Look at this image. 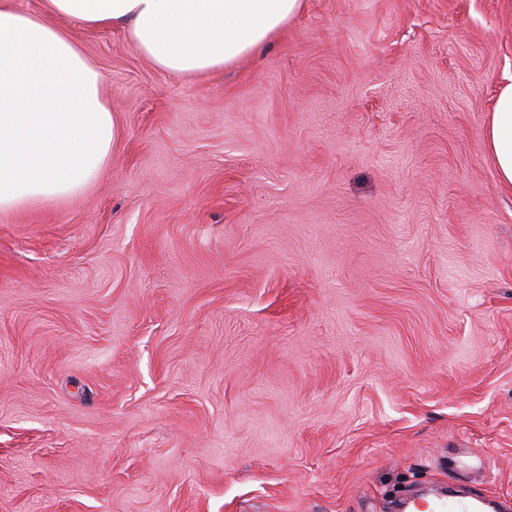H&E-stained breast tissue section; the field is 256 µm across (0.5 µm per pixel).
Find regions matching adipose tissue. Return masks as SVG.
<instances>
[{
	"instance_id": "1",
	"label": "adipose tissue",
	"mask_w": 512,
	"mask_h": 512,
	"mask_svg": "<svg viewBox=\"0 0 512 512\" xmlns=\"http://www.w3.org/2000/svg\"><path fill=\"white\" fill-rule=\"evenodd\" d=\"M304 0H46L29 13L0 0V213L77 197L112 153L116 121L104 76L61 23L123 29L172 74L211 72L280 32ZM512 188V84L497 95L484 134Z\"/></svg>"
}]
</instances>
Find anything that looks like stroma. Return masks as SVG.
Listing matches in <instances>:
<instances>
[{
    "label": "stroma",
    "mask_w": 512,
    "mask_h": 512,
    "mask_svg": "<svg viewBox=\"0 0 512 512\" xmlns=\"http://www.w3.org/2000/svg\"><path fill=\"white\" fill-rule=\"evenodd\" d=\"M63 27L117 139L0 214V512H512V0H305L200 75ZM485 147L493 159L499 181L512 188V84L497 95L490 122L484 134ZM489 503L485 499L455 500L453 498H437L426 504L408 503V512H487Z\"/></svg>",
    "instance_id": "stroma-1"
}]
</instances>
